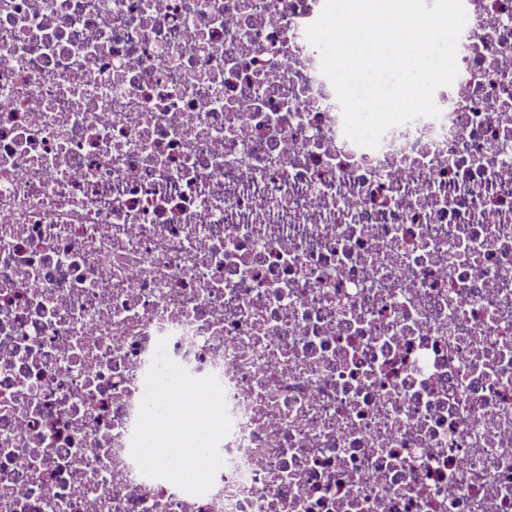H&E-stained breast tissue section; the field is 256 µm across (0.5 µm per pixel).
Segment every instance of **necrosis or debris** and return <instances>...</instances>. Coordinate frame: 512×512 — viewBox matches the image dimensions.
Masks as SVG:
<instances>
[{"mask_svg": "<svg viewBox=\"0 0 512 512\" xmlns=\"http://www.w3.org/2000/svg\"><path fill=\"white\" fill-rule=\"evenodd\" d=\"M324 0H0V512H512V0L344 133ZM212 487L144 475L159 340Z\"/></svg>", "mask_w": 512, "mask_h": 512, "instance_id": "obj_1", "label": "necrosis or debris"}]
</instances>
